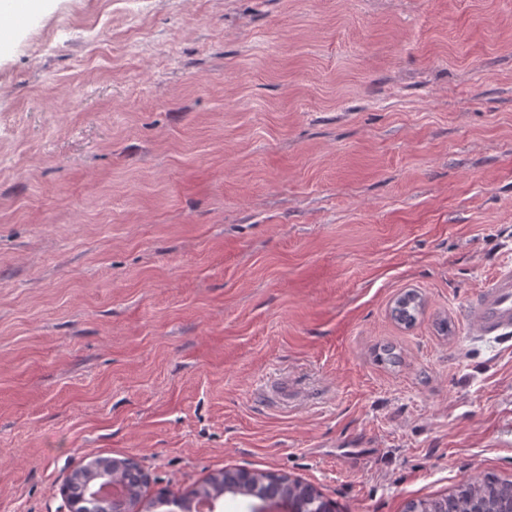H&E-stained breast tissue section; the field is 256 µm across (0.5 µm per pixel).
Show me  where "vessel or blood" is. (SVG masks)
<instances>
[{
	"label": "vessel or blood",
	"mask_w": 512,
	"mask_h": 512,
	"mask_svg": "<svg viewBox=\"0 0 512 512\" xmlns=\"http://www.w3.org/2000/svg\"><path fill=\"white\" fill-rule=\"evenodd\" d=\"M470 327L483 336L512 335V265L498 268L490 283L467 306Z\"/></svg>",
	"instance_id": "obj_1"
}]
</instances>
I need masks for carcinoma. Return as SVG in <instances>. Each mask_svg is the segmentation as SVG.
<instances>
[{"label":"carcinoma","mask_w":512,"mask_h":512,"mask_svg":"<svg viewBox=\"0 0 512 512\" xmlns=\"http://www.w3.org/2000/svg\"><path fill=\"white\" fill-rule=\"evenodd\" d=\"M420 305L418 295L408 292L397 301L394 315L401 322L412 323L416 319ZM100 472L112 474V480L123 485L125 493L118 501L121 512H131V509L141 503L140 488L144 484L142 475L130 474L123 459L101 457L88 461L71 475L67 484L69 500L80 501L89 480ZM510 489L512 480L486 476L480 481L457 485L445 497L411 501L406 506V512H505L509 507ZM270 490L287 495L296 502L315 497L313 488L299 481H291L285 476L271 472L251 473L243 470L221 472L211 477L200 489L192 492V495L196 498H210L217 504L226 492L247 496L253 493L260 495Z\"/></svg>","instance_id":"carcinoma-1"}]
</instances>
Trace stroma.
<instances>
[{
  "label": "stroma",
  "mask_w": 512,
  "mask_h": 512,
  "mask_svg": "<svg viewBox=\"0 0 512 512\" xmlns=\"http://www.w3.org/2000/svg\"><path fill=\"white\" fill-rule=\"evenodd\" d=\"M0 39V512L91 458L404 512L512 480V0H40ZM416 290L412 326L391 315ZM470 327L482 336L512 335V265L498 268L490 283L467 306ZM274 490L281 495H287L294 501H305L315 497L314 490L309 485L299 481H290L287 477L271 472L251 473L248 471L224 470L216 476H212L200 489L192 492L195 498L212 499L216 505L228 492L234 495H250L257 491L261 496L265 491Z\"/></svg>",
  "instance_id": "35a3bbf8"
}]
</instances>
